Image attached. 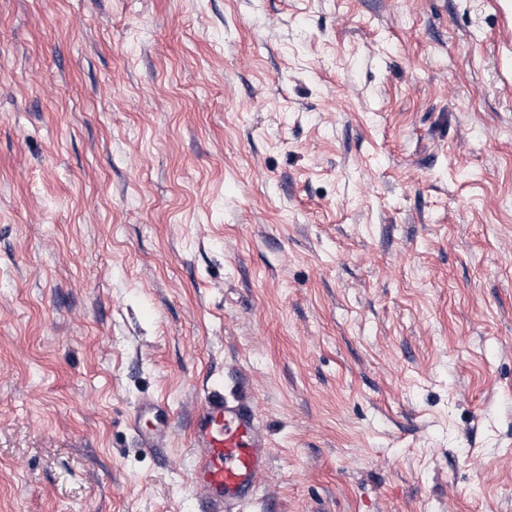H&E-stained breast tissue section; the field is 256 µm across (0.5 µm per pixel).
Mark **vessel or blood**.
<instances>
[{"instance_id": "1", "label": "vessel or blood", "mask_w": 512, "mask_h": 512, "mask_svg": "<svg viewBox=\"0 0 512 512\" xmlns=\"http://www.w3.org/2000/svg\"><path fill=\"white\" fill-rule=\"evenodd\" d=\"M138 412L157 423L153 432L141 436L142 446L156 447L169 426L168 404L147 399ZM192 439L199 450L192 483L202 493L206 512H235L249 502L270 460L268 435L253 403L210 391L196 412Z\"/></svg>"}]
</instances>
